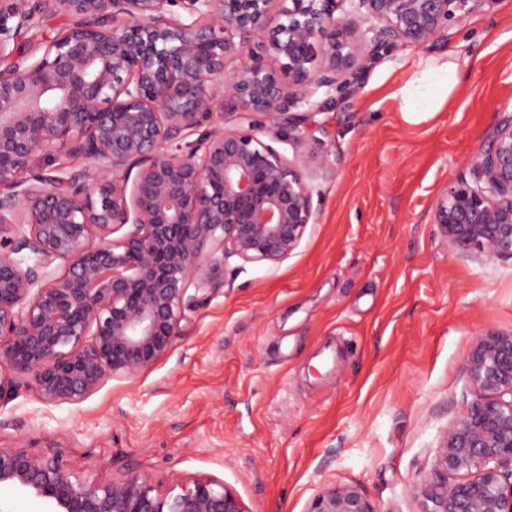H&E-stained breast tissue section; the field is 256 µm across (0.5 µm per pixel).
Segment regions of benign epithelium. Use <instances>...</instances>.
I'll list each match as a JSON object with an SVG mask.
<instances>
[{
    "instance_id": "benign-epithelium-1",
    "label": "benign epithelium",
    "mask_w": 512,
    "mask_h": 512,
    "mask_svg": "<svg viewBox=\"0 0 512 512\" xmlns=\"http://www.w3.org/2000/svg\"><path fill=\"white\" fill-rule=\"evenodd\" d=\"M273 2L0 0V397L19 374L48 403L133 378L170 351L189 303L224 284L227 259L292 255L319 220L311 176L331 168L311 164L290 106L361 82L405 46L437 47L491 0H291L272 29ZM176 5L187 20L170 16ZM46 12L69 17L62 36L34 61L9 48V19L21 28ZM216 112L183 151L182 132ZM271 123L288 127L279 137L301 149L302 166L257 137ZM47 151L87 165L32 173ZM468 167L434 223L461 256L511 259L512 117ZM464 370L471 401L448 422L436 478L413 493L421 512H512V332L476 334ZM2 487L56 512H248L212 478L176 494L137 473L98 484L52 448H0ZM307 512L381 510L347 485L321 488Z\"/></svg>"
}]
</instances>
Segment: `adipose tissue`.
<instances>
[{"mask_svg": "<svg viewBox=\"0 0 512 512\" xmlns=\"http://www.w3.org/2000/svg\"><path fill=\"white\" fill-rule=\"evenodd\" d=\"M460 82L454 60L436 61L416 70L401 91L406 112H436L449 101Z\"/></svg>", "mask_w": 512, "mask_h": 512, "instance_id": "ef3b65f1", "label": "adipose tissue"}]
</instances>
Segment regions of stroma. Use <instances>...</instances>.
Returning <instances> with one entry per match:
<instances>
[{"label": "stroma", "instance_id": "1", "mask_svg": "<svg viewBox=\"0 0 512 512\" xmlns=\"http://www.w3.org/2000/svg\"><path fill=\"white\" fill-rule=\"evenodd\" d=\"M69 19L45 13L9 44L33 53ZM454 57L460 83L436 112L402 111L420 64ZM332 169L319 221L270 266L232 258L186 309L170 352L75 403L30 386L0 399V447L52 448L100 483L128 471L161 488L213 478L248 512H306L353 485L383 512H420L439 441L466 397L473 337L512 331V259L455 255L434 206L512 117V0L452 26L438 49L373 61L361 83L296 106Z\"/></svg>", "mask_w": 512, "mask_h": 512}]
</instances>
